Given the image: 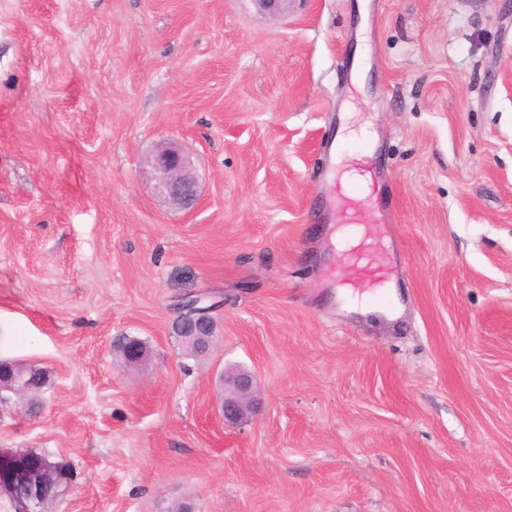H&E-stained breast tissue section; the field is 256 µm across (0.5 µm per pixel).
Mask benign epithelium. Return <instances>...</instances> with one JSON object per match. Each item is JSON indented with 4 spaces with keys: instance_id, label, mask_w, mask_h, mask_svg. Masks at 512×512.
Here are the masks:
<instances>
[{
    "instance_id": "obj_1",
    "label": "benign epithelium",
    "mask_w": 512,
    "mask_h": 512,
    "mask_svg": "<svg viewBox=\"0 0 512 512\" xmlns=\"http://www.w3.org/2000/svg\"><path fill=\"white\" fill-rule=\"evenodd\" d=\"M156 173L157 189L170 204L179 208L193 206L199 197L198 182L191 155L178 144L161 148L151 161ZM176 326L181 342L196 344L216 340V321L203 312L190 310L178 317ZM124 363L136 365L148 355L144 343L135 336L127 337ZM262 409L255 377L242 369L224 371V399L221 413L224 423L247 422ZM60 463L33 452L23 455L11 448H0V496L19 500L22 512H34L45 500L49 489L62 482Z\"/></svg>"
}]
</instances>
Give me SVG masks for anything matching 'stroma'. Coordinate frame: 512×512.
<instances>
[{
	"label": "stroma",
	"mask_w": 512,
	"mask_h": 512,
	"mask_svg": "<svg viewBox=\"0 0 512 512\" xmlns=\"http://www.w3.org/2000/svg\"><path fill=\"white\" fill-rule=\"evenodd\" d=\"M374 164L401 274L357 293L391 320L323 221ZM0 358L50 374L0 448L68 463L54 512H512V0H0ZM239 367L263 406L228 427ZM157 189L170 204L179 208L193 206L199 197L198 182L191 155L178 144L161 148L151 161ZM175 324L181 333L182 343L195 346L200 341L216 340V321L206 313L189 310L180 315Z\"/></svg>",
	"instance_id": "obj_1"
}]
</instances>
